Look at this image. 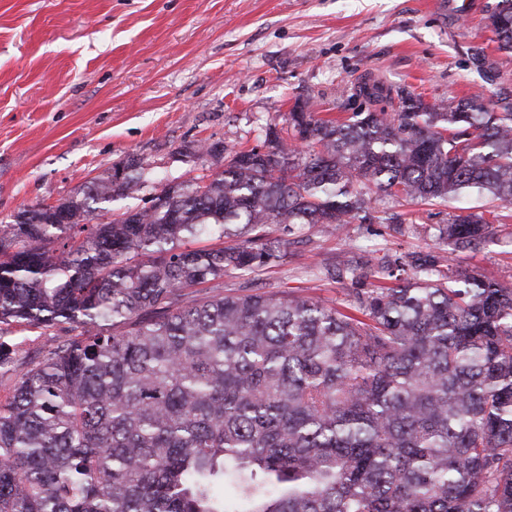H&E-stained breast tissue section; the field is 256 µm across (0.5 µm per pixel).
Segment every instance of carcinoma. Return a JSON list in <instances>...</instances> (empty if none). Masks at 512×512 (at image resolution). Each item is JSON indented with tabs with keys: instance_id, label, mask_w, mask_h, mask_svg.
I'll use <instances>...</instances> for the list:
<instances>
[{
	"instance_id": "1",
	"label": "carcinoma",
	"mask_w": 512,
	"mask_h": 512,
	"mask_svg": "<svg viewBox=\"0 0 512 512\" xmlns=\"http://www.w3.org/2000/svg\"><path fill=\"white\" fill-rule=\"evenodd\" d=\"M489 19L512 52V0ZM397 99L343 119L297 101L287 130L142 207L113 208L152 183L132 158L0 222V371L18 354L4 328L76 331L0 402V512H512V287L413 251L376 259L341 308L189 298L278 262L269 226L334 233L369 219L374 192L476 195L435 237L490 238L486 205L512 204V104Z\"/></svg>"
}]
</instances>
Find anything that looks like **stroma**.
<instances>
[{
	"instance_id": "stroma-1",
	"label": "stroma",
	"mask_w": 512,
	"mask_h": 512,
	"mask_svg": "<svg viewBox=\"0 0 512 512\" xmlns=\"http://www.w3.org/2000/svg\"><path fill=\"white\" fill-rule=\"evenodd\" d=\"M495 0H0V220L51 204L135 157L154 182L216 169L184 145L262 144L268 124L287 127L295 103L323 118L392 111L355 96L365 80L404 87L425 103L512 98V53L487 25ZM483 62H475V52ZM396 224L348 225L329 236L288 235L279 265L225 274L227 289H291L341 301L369 287L368 261L434 247L433 227L453 201L378 198ZM491 240L448 255L465 270L512 286V205ZM351 261L356 278L328 275ZM63 331L19 330L20 362L0 374V399L27 362Z\"/></svg>"
}]
</instances>
